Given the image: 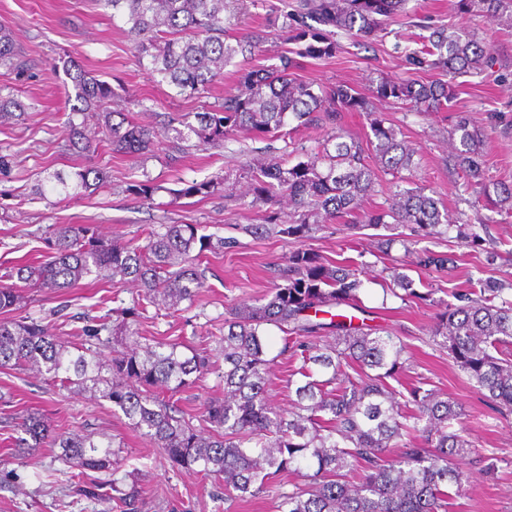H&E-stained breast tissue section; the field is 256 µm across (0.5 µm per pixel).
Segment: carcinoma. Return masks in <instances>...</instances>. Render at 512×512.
<instances>
[{
	"label": "carcinoma",
	"instance_id": "1",
	"mask_svg": "<svg viewBox=\"0 0 512 512\" xmlns=\"http://www.w3.org/2000/svg\"><path fill=\"white\" fill-rule=\"evenodd\" d=\"M129 25L138 61L149 60L150 78L179 90L201 95L238 56H252L264 42L261 33L233 43L224 37L226 0H98ZM406 0H302L285 12V41L293 44L271 66H254L240 75L241 88L202 112L163 117L165 151L183 153L194 147H215L239 132L290 135L286 126L315 125L325 130L322 149L307 160L286 167L270 158L243 171L252 186L254 203L274 204L286 195L296 218L283 222L270 211L261 224L242 230L256 237L300 241L317 230L310 218L352 217L366 226H406L426 236L456 231L467 245L480 241L469 224L448 223L435 198L417 189L395 191L386 205L366 208L374 191L375 171L361 142L339 124L343 112L374 113L370 97L338 84L315 91L310 83L292 78L302 61L336 55L333 30L341 29L365 41L380 37L404 10ZM421 48L406 55L417 70H439L458 76L478 70L490 54L469 33L428 27ZM70 83L64 84V107L69 110L67 150L93 152L107 142L112 150L129 155L155 151L154 132L132 122L125 112L106 110L112 88L77 61L61 60ZM30 63L18 49L13 31L0 24V68L22 74ZM419 112L448 107V83L382 79L372 90ZM32 100L0 93V123L19 121L35 111ZM370 142L382 171L393 176L412 166L413 152L397 131L377 115L370 119ZM454 133L459 167L468 182L498 212L512 216V182L488 183L483 172L485 134L462 118ZM66 198L95 189L105 180L101 170L81 169L68 176L53 175ZM217 183L202 181L171 191L174 199L211 195ZM152 180H131L126 192L153 199ZM197 224H162L142 244H118L90 224H55L50 230L51 256L40 263L20 262L0 277L17 279L32 288L63 293L86 279L131 282L140 288L133 305L122 310L138 317L149 307L175 313L193 303L204 288L199 271L206 251L237 247L235 238L211 240ZM448 255L426 248L416 251V264L436 271L448 267ZM281 282L262 297L245 300L224 316V335L211 338L214 347L195 348L183 342L156 341L123 321L119 347L102 357L112 337L110 315L82 328L73 346L46 328L11 314L20 309L15 288L0 285V367L32 370L65 389H74L112 403L134 430L149 437L176 467L199 470L224 483L227 501L256 498L276 490L277 478L288 472L300 483L277 490L276 512H448L450 489L459 494L469 481L460 462L476 452L461 430L454 428L461 412L424 378L398 392L388 384L404 368L406 345L391 334L354 316L334 314L328 322L319 313L346 305L359 308L363 281L348 260H326L306 249L290 252ZM394 288L420 301L431 294L413 288V280L392 268ZM431 331L432 342L500 412H512V297L500 281L456 296ZM283 336L282 347L271 355L272 329ZM301 361L288 379L295 399L286 411L274 407L269 396L271 366L279 357ZM224 397L203 405L202 421L179 410L168 394H176L217 368ZM20 435L14 456L25 458L50 438L62 448L63 460L78 479V491L98 498L99 486L79 479L89 471L117 473L112 442L92 433H50L35 412L17 423ZM112 500L119 512H147L132 483L112 479Z\"/></svg>",
	"mask_w": 512,
	"mask_h": 512
}]
</instances>
